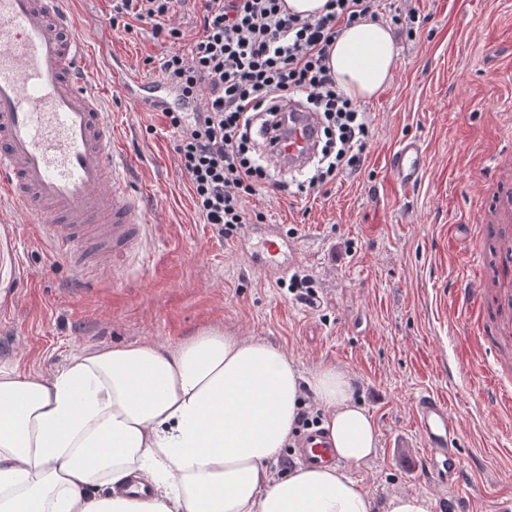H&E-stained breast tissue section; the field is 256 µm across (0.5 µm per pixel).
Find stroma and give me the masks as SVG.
I'll return each mask as SVG.
<instances>
[{
    "mask_svg": "<svg viewBox=\"0 0 512 512\" xmlns=\"http://www.w3.org/2000/svg\"><path fill=\"white\" fill-rule=\"evenodd\" d=\"M115 3L97 0L85 42L109 37L142 76L160 79L171 43L145 23L129 33L113 28ZM411 6L422 24L413 40H396L390 84L363 103L373 136L362 168L310 193L256 196L252 206L265 219L247 236L225 238L204 224L165 116L139 111L91 65L114 131L137 163L130 188L147 195L151 229L143 254L117 260L83 291L37 225L1 211L0 364L48 376L74 355L115 344L174 346L207 328L261 338L302 373L333 365L350 376L378 447L347 471L375 512L399 492L423 495L435 512L452 492L429 470L405 465V451H423L413 401L424 390L451 398L459 416L461 449L477 462L462 490L472 512L512 500V436L458 363L464 338L450 304L468 251L490 245L500 229L477 211L492 192L489 158L503 152L499 115L512 106V0ZM405 138L423 142L428 164L421 182L402 190L388 157ZM273 225L287 231L288 244L276 266L253 267L249 255ZM287 275L314 281V305L281 288Z\"/></svg>",
    "mask_w": 512,
    "mask_h": 512,
    "instance_id": "stroma-1",
    "label": "stroma"
}]
</instances>
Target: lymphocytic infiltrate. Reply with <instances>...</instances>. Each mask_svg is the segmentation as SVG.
I'll list each match as a JSON object with an SVG mask.
<instances>
[{
  "label": "lymphocytic infiltrate",
  "mask_w": 512,
  "mask_h": 512,
  "mask_svg": "<svg viewBox=\"0 0 512 512\" xmlns=\"http://www.w3.org/2000/svg\"><path fill=\"white\" fill-rule=\"evenodd\" d=\"M180 0H119L113 26L132 32L152 25L174 43L161 64L162 77L182 98L196 104L194 121L170 111L177 134L174 150L204 223L230 237L256 219L248 204L265 189L304 193L358 169L372 136L358 101L336 84L330 51L342 26L389 18L413 32L417 12L389 0H326L324 14L289 13L284 0H203L199 34L181 49L185 33L173 25ZM316 112L321 127L318 153L305 183L277 179L275 164L260 147L259 132L289 101Z\"/></svg>",
  "instance_id": "lymphocytic-infiltrate-1"
}]
</instances>
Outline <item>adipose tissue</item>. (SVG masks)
Listing matches in <instances>:
<instances>
[{"mask_svg": "<svg viewBox=\"0 0 512 512\" xmlns=\"http://www.w3.org/2000/svg\"><path fill=\"white\" fill-rule=\"evenodd\" d=\"M329 65L352 99L377 96L390 27H344ZM305 387L341 463L273 477ZM377 443L347 374L303 377L275 345L218 329L84 352L49 377L0 366V512H372L343 466Z\"/></svg>", "mask_w": 512, "mask_h": 512, "instance_id": "obj_1", "label": "adipose tissue"}]
</instances>
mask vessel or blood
I'll list each match as a JSON object with an SVG mask.
<instances>
[{
    "label": "vessel or blood",
    "instance_id": "b4317fda",
    "mask_svg": "<svg viewBox=\"0 0 512 512\" xmlns=\"http://www.w3.org/2000/svg\"><path fill=\"white\" fill-rule=\"evenodd\" d=\"M81 23L68 0H0V203L9 202L39 224L54 257L81 284L108 257L139 251L147 236L148 210L127 187L136 166L112 129L103 97L92 84ZM100 65L110 69L143 112H194L163 82L129 69L101 42ZM320 140L315 113L289 108L264 137L265 153L281 172L305 170ZM396 184L417 185L426 169L420 140H401L389 156ZM469 272L452 291L466 340L479 353L484 383L479 396L512 422V235L497 236L493 265L473 249ZM414 421L426 461L451 486H465L470 461L450 442L459 435L451 405L433 393L414 401ZM292 459L333 465L336 451L319 428L302 431Z\"/></svg>",
    "mask_w": 512,
    "mask_h": 512
}]
</instances>
